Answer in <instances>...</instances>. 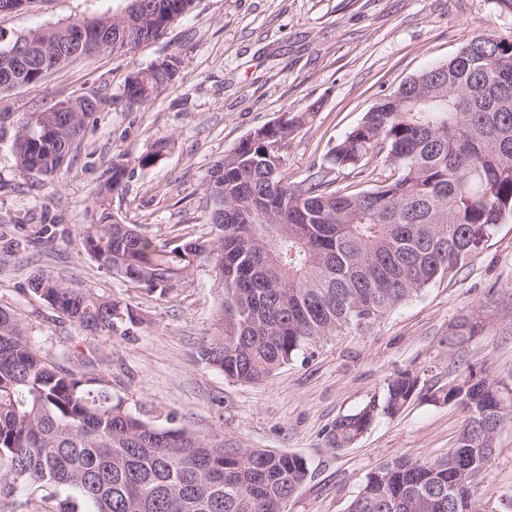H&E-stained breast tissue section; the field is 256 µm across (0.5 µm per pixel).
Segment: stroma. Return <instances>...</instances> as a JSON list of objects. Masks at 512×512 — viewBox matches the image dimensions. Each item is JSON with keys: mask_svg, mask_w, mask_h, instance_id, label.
Wrapping results in <instances>:
<instances>
[{"mask_svg": "<svg viewBox=\"0 0 512 512\" xmlns=\"http://www.w3.org/2000/svg\"><path fill=\"white\" fill-rule=\"evenodd\" d=\"M125 6L126 0H30L22 10L0 12V35L11 40ZM488 30L512 31L507 0H195L161 39L135 52L72 60L37 86L13 90L7 103L14 114L39 112L100 88L121 97L132 70L173 53L183 60L179 76L152 101L97 113L55 182L21 170L12 135L0 138V301L28 309L23 288L35 267L112 294L134 321L126 335L100 334L91 343L114 396L161 425L301 455L309 475L287 512H348L367 474L383 462L436 458L455 446L467 415L430 395L455 376L448 333L460 317L482 321L465 344L469 361L512 371V221L457 274L370 330L336 337L258 383L226 378L194 356L213 328L216 296L206 272L189 275L168 296L149 295L103 273L78 231L112 160L135 159L166 138L170 151L153 166L132 168L112 211L157 243L202 236L210 230L203 179L241 139L286 113L316 109L281 151L289 181H302L384 94ZM393 172L377 158L330 177L335 188L358 191ZM44 213L57 224L58 240L11 250V238L33 235ZM405 370L422 377L413 399L396 415H379L350 448H329L324 434L336 418L382 399L389 379ZM495 446L482 494L498 512H512V424L500 429Z\"/></svg>", "mask_w": 512, "mask_h": 512, "instance_id": "stroma-1", "label": "stroma"}]
</instances>
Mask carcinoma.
<instances>
[{
    "instance_id": "carcinoma-1",
    "label": "carcinoma",
    "mask_w": 512,
    "mask_h": 512,
    "mask_svg": "<svg viewBox=\"0 0 512 512\" xmlns=\"http://www.w3.org/2000/svg\"><path fill=\"white\" fill-rule=\"evenodd\" d=\"M137 16L92 19L104 49L129 53L146 32L156 40L169 6L179 15L194 0H128ZM64 24L0 45V97L36 86L41 72L87 54L73 46ZM21 42L27 64L6 63ZM175 67L132 71L121 103L140 107L178 77ZM68 112L50 107L23 116L14 133L19 167L41 181L61 170L58 157L78 147L81 133L116 99L99 92L72 98ZM316 108L294 113L267 132L242 139L205 178L211 230L206 237L155 244L112 213L128 164L101 174L80 230L82 246L110 277L163 297L203 270L215 286L213 332L197 358L227 378L256 383L296 357L313 354L349 330L366 331L425 288L456 274L497 227L512 220V32L473 36L448 61L402 82L381 97L360 125L339 140L327 169L288 182L281 153L313 120ZM155 141L137 165L152 166L170 148ZM385 156L398 175L371 188L330 189L327 170L357 169ZM23 293L88 336L127 333L128 306L105 292L75 288L33 271ZM480 318L459 321L448 336L457 348V375L436 389L437 402L460 404L467 422L456 445L440 457L392 459L366 477L348 512H478L476 494L512 422V377L475 369L462 345ZM95 350L44 349L32 326L0 304V512H29L18 498L37 486L52 512H285L308 479L295 453H265L215 445L185 428L165 427L112 395L96 368ZM420 377L405 371L384 398L339 417L326 431L329 447L355 444L380 414H397L416 394Z\"/></svg>"
}]
</instances>
